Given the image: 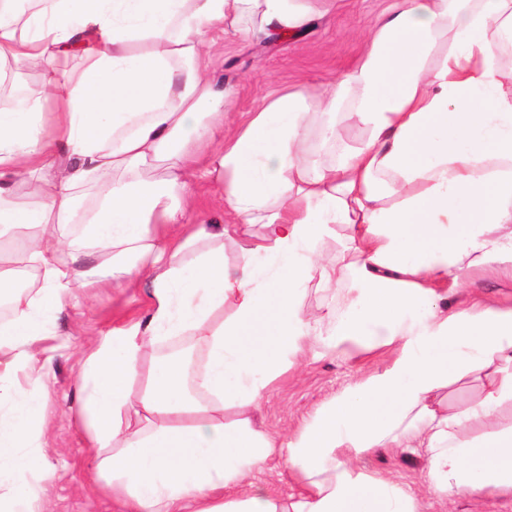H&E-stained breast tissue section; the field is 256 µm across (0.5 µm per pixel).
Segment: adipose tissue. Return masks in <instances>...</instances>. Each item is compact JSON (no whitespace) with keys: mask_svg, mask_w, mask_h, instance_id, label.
<instances>
[{"mask_svg":"<svg viewBox=\"0 0 512 512\" xmlns=\"http://www.w3.org/2000/svg\"><path fill=\"white\" fill-rule=\"evenodd\" d=\"M19 3L0 0V66L40 67L61 109L45 138L40 100L0 97V235L24 240L40 282L13 294L0 322V512H30L37 494L29 447L49 365L33 348L88 277L85 248L113 282L150 284L146 316L84 361L81 414L121 512H419L365 467L380 448L423 449L437 495H512V426L497 424L512 405V308L454 307L446 291L473 269L512 265L501 233L512 225V0H397L324 95L283 92L229 133L225 90L201 64L204 33L245 19L294 34L307 0H40L26 16ZM74 55L83 68L63 70ZM344 111L368 136L319 166L302 150L310 122L328 127ZM51 156L59 164L37 204L19 209L16 184ZM152 162L169 170L158 187L140 178ZM216 171L232 222L179 235L189 178ZM250 224L264 234L243 239ZM337 224L346 249L323 258L317 246ZM238 236L234 270L220 247L185 259L198 242ZM312 282L328 299L316 313L303 303ZM183 335L205 347L201 370L160 359L132 391L143 347ZM315 336L330 351L354 343L394 357L297 435H271L255 422L258 403ZM477 372L481 398L451 408L449 388ZM276 454L298 494L253 482Z\"/></svg>","mask_w":512,"mask_h":512,"instance_id":"1","label":"adipose tissue"}]
</instances>
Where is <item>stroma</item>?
<instances>
[{
	"instance_id": "obj_1",
	"label": "stroma",
	"mask_w": 512,
	"mask_h": 512,
	"mask_svg": "<svg viewBox=\"0 0 512 512\" xmlns=\"http://www.w3.org/2000/svg\"><path fill=\"white\" fill-rule=\"evenodd\" d=\"M393 0H313L317 14L296 35L249 39L243 33L214 28L207 34L205 62L229 95L224 102V126L235 129L280 90L322 91L352 70L364 51V38L376 18ZM0 93L42 99L39 126L54 132L60 106L44 96L41 70L13 66ZM192 205L185 212L190 224H220L224 213L221 186L209 178L191 181ZM486 295L512 307V275L498 269L471 273L463 287L448 296L460 300ZM147 287L116 288L104 281L90 287L73 286L62 312L50 321L45 347L52 350L49 391L45 403L44 452L38 463L47 480L45 493L33 501V512H115L111 496L94 479V452L88 446L87 424L80 413V392L87 379L84 353L113 327L145 315ZM392 360L387 351L361 354L351 350L332 354L322 341L310 342L302 364L282 375L265 394L260 419L271 434H297L315 411L348 383L382 371ZM372 472L416 494L421 512H512V498H482L467 494L439 499L423 480L424 453L380 449L366 463Z\"/></svg>"
}]
</instances>
